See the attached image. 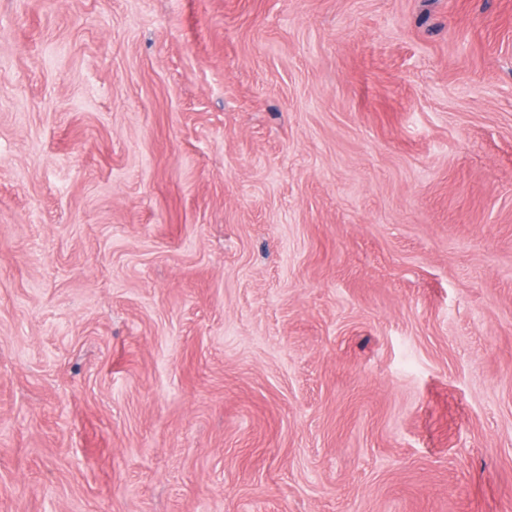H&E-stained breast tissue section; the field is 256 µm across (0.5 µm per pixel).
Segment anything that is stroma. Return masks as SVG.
Returning <instances> with one entry per match:
<instances>
[{
	"label": "stroma",
	"instance_id": "35a3bbf8",
	"mask_svg": "<svg viewBox=\"0 0 512 512\" xmlns=\"http://www.w3.org/2000/svg\"><path fill=\"white\" fill-rule=\"evenodd\" d=\"M0 512H512V0H0Z\"/></svg>",
	"mask_w": 512,
	"mask_h": 512
}]
</instances>
